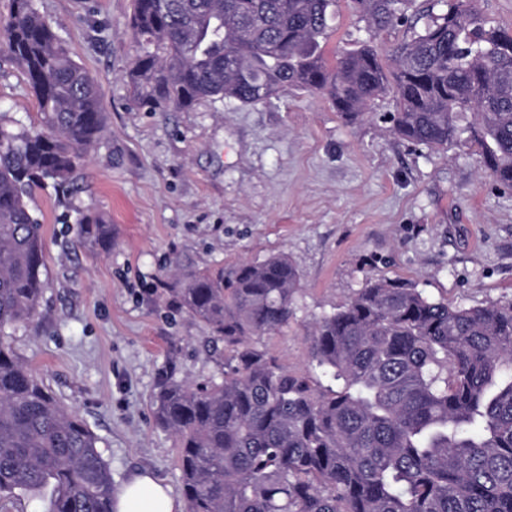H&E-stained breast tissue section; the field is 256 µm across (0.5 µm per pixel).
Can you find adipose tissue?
<instances>
[{
  "label": "adipose tissue",
  "mask_w": 512,
  "mask_h": 512,
  "mask_svg": "<svg viewBox=\"0 0 512 512\" xmlns=\"http://www.w3.org/2000/svg\"><path fill=\"white\" fill-rule=\"evenodd\" d=\"M113 512H187L185 500L147 471L134 473L115 492Z\"/></svg>",
  "instance_id": "1"
}]
</instances>
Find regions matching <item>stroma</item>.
Segmentation results:
<instances>
[{"label":"stroma","mask_w":512,"mask_h":512,"mask_svg":"<svg viewBox=\"0 0 512 512\" xmlns=\"http://www.w3.org/2000/svg\"><path fill=\"white\" fill-rule=\"evenodd\" d=\"M37 5L102 85L106 128L74 187L32 192L42 302L11 343L99 437L114 485L148 470L179 490L174 437L157 424L152 398L166 379L196 385L224 373L223 341L169 293L184 272L293 260V316L253 340L292 370L310 365L315 318L369 276L466 306L512 303V190L496 186L466 144L434 151L395 135L392 97L351 120L297 87L251 106L209 99L188 112H148L132 103L126 79L131 0ZM366 39V22L337 0L326 56ZM0 110L25 124L38 112L5 58ZM82 211L110 219V249L77 246Z\"/></svg>","instance_id":"35a3bbf8"}]
</instances>
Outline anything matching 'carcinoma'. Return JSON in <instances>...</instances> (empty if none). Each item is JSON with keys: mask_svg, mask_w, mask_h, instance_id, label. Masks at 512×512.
I'll return each instance as SVG.
<instances>
[{"mask_svg": "<svg viewBox=\"0 0 512 512\" xmlns=\"http://www.w3.org/2000/svg\"><path fill=\"white\" fill-rule=\"evenodd\" d=\"M349 2L373 33L409 24L391 63L368 43L329 62L335 0H133L132 101L248 106L288 86L352 118L390 95L395 134L436 150L464 135L512 188V31L471 0ZM0 51L39 109L31 127L0 113V496L113 512L99 438L8 341L40 308L42 224L28 199L47 181L68 187L104 132V92L36 0H12ZM77 224L80 245L111 244L103 215ZM300 280L280 254L179 280L177 304L228 351L221 381L167 380L153 399L176 438L188 512H512V304L465 306L369 278L308 335L323 386L251 342L288 325Z\"/></svg>", "mask_w": 512, "mask_h": 512, "instance_id": "obj_1", "label": "carcinoma"}]
</instances>
